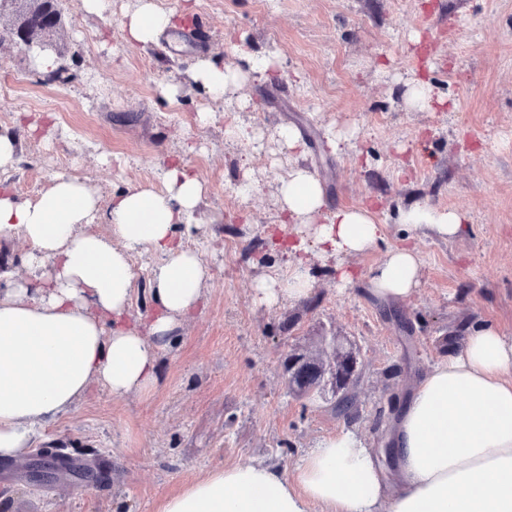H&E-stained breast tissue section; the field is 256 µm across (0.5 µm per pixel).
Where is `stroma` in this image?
<instances>
[{
	"label": "stroma",
	"mask_w": 512,
	"mask_h": 512,
	"mask_svg": "<svg viewBox=\"0 0 512 512\" xmlns=\"http://www.w3.org/2000/svg\"><path fill=\"white\" fill-rule=\"evenodd\" d=\"M192 4L201 41L173 48L126 45L123 22L136 0H106L99 14L61 0L53 32L57 70L0 44V132L16 133L5 173L20 198L36 199L60 174L79 177L108 206L130 188L162 186L179 161L206 185L195 224L178 226L186 249L210 269L200 308L158 357L145 394L116 398L102 386L41 426L33 448H56L72 469L50 482L26 476L25 458L0 459V512H158L189 480L245 460L292 472L325 438L355 432L381 447L390 397L448 354L452 337L494 325L512 338V0H155ZM276 55L270 78L212 100L191 77L198 60L242 66L239 44ZM423 77L438 106L406 101V80ZM208 121H201V113ZM48 117L40 136L17 119ZM293 126L295 153L274 131ZM351 134L333 150V133ZM110 163H102V155ZM307 166L331 202L372 206L384 226L371 251L341 262L368 271L389 247L415 246L420 286L385 306L360 278L339 287L333 257L308 256L311 297L260 303L255 284L287 271L268 234L280 222L278 181ZM251 181L242 197L237 187ZM461 208L468 227L448 239L406 231L399 210L419 203ZM149 251L133 253L132 314L153 311ZM352 346L361 368L359 414L338 415L331 396L296 398L282 354L317 352L322 337Z\"/></svg>",
	"instance_id": "stroma-1"
}]
</instances>
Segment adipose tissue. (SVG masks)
Returning a JSON list of instances; mask_svg holds the SVG:
<instances>
[{"instance_id":"ef3b65f1","label":"adipose tissue","mask_w":512,"mask_h":512,"mask_svg":"<svg viewBox=\"0 0 512 512\" xmlns=\"http://www.w3.org/2000/svg\"><path fill=\"white\" fill-rule=\"evenodd\" d=\"M188 12L137 0L124 22L131 46L177 37ZM166 189L116 194L99 211L80 180L59 175L38 199L22 200L0 183V236L31 245L35 274L17 280L0 271V458L24 455L36 425L67 411L92 384L113 396L149 392L159 351L203 299L209 267L175 237L195 218L204 183L180 164L163 169ZM289 223L307 234L271 233L288 257V274L259 281L267 305L301 300L311 290L305 256L359 254L383 237L367 207L331 206L321 182L294 166L278 187ZM109 234L90 231L94 221ZM409 230L458 236L467 215L416 205L399 214ZM160 255L151 271L155 311L148 327L133 320L131 254ZM371 293L404 300L419 286V257L390 248L367 274ZM394 467L378 449L340 433L310 449L292 473L257 461L215 469L164 499L159 512H512V341L493 326L471 330L417 384L391 435Z\"/></svg>"}]
</instances>
